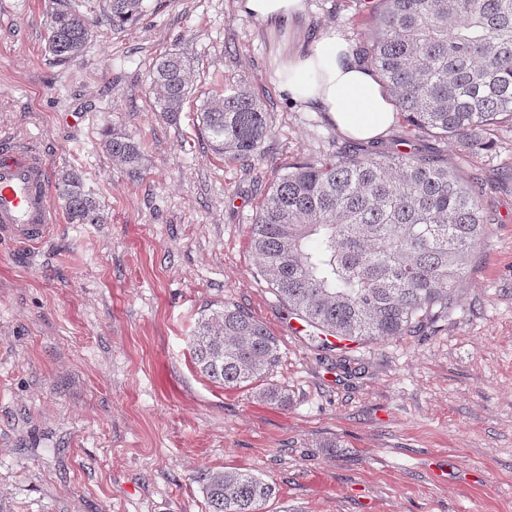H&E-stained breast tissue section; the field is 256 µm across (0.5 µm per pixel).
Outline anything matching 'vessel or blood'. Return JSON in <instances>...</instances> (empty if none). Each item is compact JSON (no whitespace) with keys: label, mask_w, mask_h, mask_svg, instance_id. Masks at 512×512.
<instances>
[{"label":"vessel or blood","mask_w":512,"mask_h":512,"mask_svg":"<svg viewBox=\"0 0 512 512\" xmlns=\"http://www.w3.org/2000/svg\"><path fill=\"white\" fill-rule=\"evenodd\" d=\"M58 221L44 158L29 148H7L0 156V237L33 246Z\"/></svg>","instance_id":"obj_1"}]
</instances>
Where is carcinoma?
<instances>
[{
    "mask_svg": "<svg viewBox=\"0 0 512 512\" xmlns=\"http://www.w3.org/2000/svg\"><path fill=\"white\" fill-rule=\"evenodd\" d=\"M374 29L356 50L374 68L397 110L423 133L467 152L484 133L512 125V0H377ZM146 12L145 0H108L104 16L121 30ZM92 37L86 17L57 0L47 49L77 60ZM192 66L171 50L152 69L155 111L176 119L190 99ZM209 150L251 164L271 133L267 113L245 87L224 89L200 108ZM107 154L141 175L137 142L105 131ZM55 189L71 224H103L104 209L81 172L61 173ZM482 183L448 162L375 148L298 162L273 183L253 224L251 244L289 316L327 341L423 336L448 313L471 253L486 235ZM194 364L228 389L254 386L280 360L266 326L235 305L198 320ZM263 402L288 406L284 386L258 389ZM207 512H265L273 485L240 470L196 472Z\"/></svg>",
    "mask_w": 512,
    "mask_h": 512,
    "instance_id": "obj_1",
    "label": "carcinoma"
}]
</instances>
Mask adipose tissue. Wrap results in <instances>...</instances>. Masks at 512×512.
<instances>
[{"mask_svg": "<svg viewBox=\"0 0 512 512\" xmlns=\"http://www.w3.org/2000/svg\"><path fill=\"white\" fill-rule=\"evenodd\" d=\"M243 16L272 26L297 25L307 0H238ZM275 74L291 101L324 113L343 134L369 141L392 126L396 108L373 69L357 58L351 44L336 32L312 37L305 46L284 52Z\"/></svg>", "mask_w": 512, "mask_h": 512, "instance_id": "adipose-tissue-1", "label": "adipose tissue"}]
</instances>
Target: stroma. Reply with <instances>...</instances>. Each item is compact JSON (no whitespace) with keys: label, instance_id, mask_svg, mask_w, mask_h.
<instances>
[{"label":"stroma","instance_id":"obj_1","mask_svg":"<svg viewBox=\"0 0 512 512\" xmlns=\"http://www.w3.org/2000/svg\"><path fill=\"white\" fill-rule=\"evenodd\" d=\"M72 4L98 25L61 64L52 0H0V143L81 171L106 216L36 247L0 240V512H204L203 467L275 485L266 512H512V126L468 154L396 120L380 149L482 174L492 222L432 333L327 350L259 275L250 226L289 166L349 143L282 93L275 58L328 30L359 44L368 0H308L292 29L237 0H147L122 31L101 23L105 0ZM171 49L193 66L173 122L151 80ZM220 83L268 114L252 165L203 143L197 109ZM110 125L139 143L140 177L106 154ZM226 304L277 338L268 381L287 407L194 364L201 314Z\"/></svg>","mask_w":512,"mask_h":512}]
</instances>
